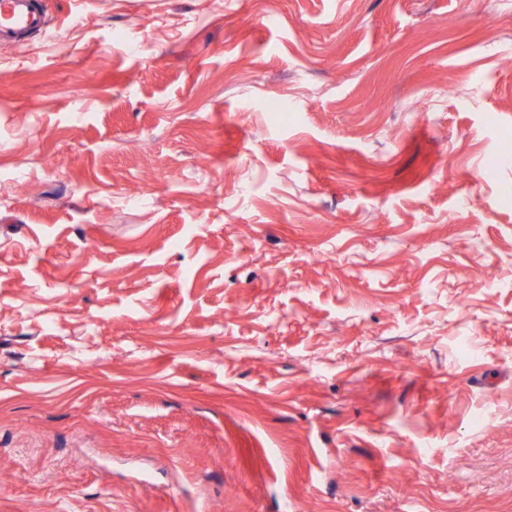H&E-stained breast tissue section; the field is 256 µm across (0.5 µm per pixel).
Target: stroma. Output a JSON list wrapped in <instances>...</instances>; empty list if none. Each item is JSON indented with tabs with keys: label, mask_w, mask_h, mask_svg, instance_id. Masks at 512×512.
I'll list each match as a JSON object with an SVG mask.
<instances>
[{
	"label": "stroma",
	"mask_w": 512,
	"mask_h": 512,
	"mask_svg": "<svg viewBox=\"0 0 512 512\" xmlns=\"http://www.w3.org/2000/svg\"><path fill=\"white\" fill-rule=\"evenodd\" d=\"M45 2L0 512H512V0Z\"/></svg>",
	"instance_id": "35a3bbf8"
}]
</instances>
